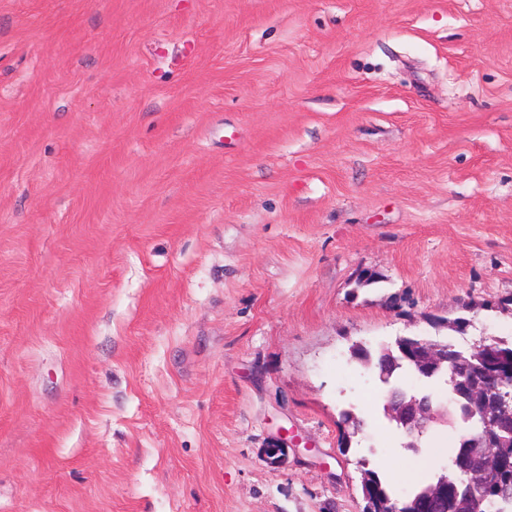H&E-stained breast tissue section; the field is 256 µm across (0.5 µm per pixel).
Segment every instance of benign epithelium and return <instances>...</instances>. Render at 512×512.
<instances>
[{"label":"benign epithelium","instance_id":"obj_1","mask_svg":"<svg viewBox=\"0 0 512 512\" xmlns=\"http://www.w3.org/2000/svg\"><path fill=\"white\" fill-rule=\"evenodd\" d=\"M396 345H407L412 352V360L422 371L435 372L445 362L448 354V343L419 340L415 341L407 336L396 339ZM483 377L485 384H474L466 377L452 376L454 382L459 384L474 405L480 404L490 393L489 386L500 383L512 377V371L505 372L495 363L487 360L483 363ZM391 416L405 421L406 424H414L418 427L427 426L429 419L434 417L432 405L424 402L413 403L412 411H407L400 403L394 402L388 405ZM509 447V441L503 438L496 429V424L488 420L484 421V430L470 448L468 457L461 462V467L470 474L468 480L453 481L443 479L440 486L422 502L414 505V512H446L445 506L448 500L464 497L468 500L469 512H485V483L481 480L483 471L480 467L485 462L498 459L502 455V449Z\"/></svg>","mask_w":512,"mask_h":512}]
</instances>
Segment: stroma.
Wrapping results in <instances>:
<instances>
[{
	"instance_id": "obj_1",
	"label": "stroma",
	"mask_w": 512,
	"mask_h": 512,
	"mask_svg": "<svg viewBox=\"0 0 512 512\" xmlns=\"http://www.w3.org/2000/svg\"><path fill=\"white\" fill-rule=\"evenodd\" d=\"M511 300L512 0H0V512H361ZM395 342L397 346L408 345L412 352V360L417 364L418 368L426 373L439 370L443 362L446 361L444 357L447 354L448 360L451 359L455 367L460 370L468 368V374L472 381L479 382L481 380L480 374L474 368V365L479 363V356L482 355L481 352L470 349L465 354L457 349L454 344L448 343V341H415L407 336L399 337ZM387 350H390V346L388 345L381 346L372 353L370 349L361 346L352 350V353L355 358L360 361H364L365 363H370L374 369H377L379 371V376L384 383H388L389 379L394 375H408L412 378H416L418 381L426 383L422 378L431 379L444 374L447 376V374L450 373V364L448 363V370L443 368L432 376L422 375L415 368V365L407 360L399 351L395 350V348L391 350L392 355L386 353Z\"/></svg>"
}]
</instances>
